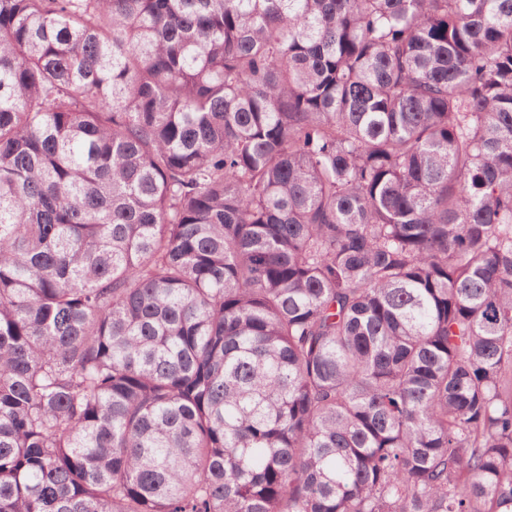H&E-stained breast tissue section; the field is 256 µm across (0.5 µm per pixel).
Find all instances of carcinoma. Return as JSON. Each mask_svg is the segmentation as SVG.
<instances>
[{
	"label": "carcinoma",
	"instance_id": "1",
	"mask_svg": "<svg viewBox=\"0 0 512 512\" xmlns=\"http://www.w3.org/2000/svg\"><path fill=\"white\" fill-rule=\"evenodd\" d=\"M0 512H512V0H0Z\"/></svg>",
	"mask_w": 512,
	"mask_h": 512
}]
</instances>
